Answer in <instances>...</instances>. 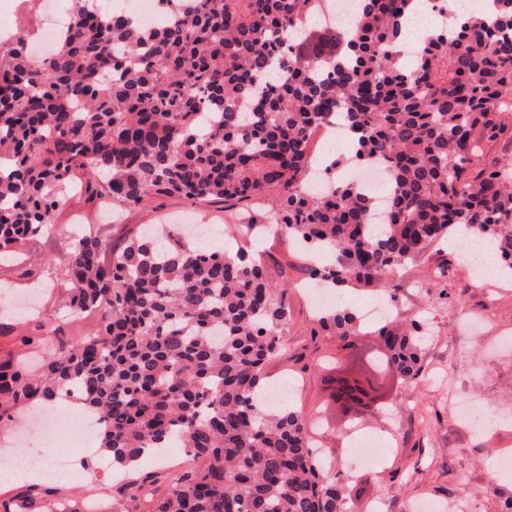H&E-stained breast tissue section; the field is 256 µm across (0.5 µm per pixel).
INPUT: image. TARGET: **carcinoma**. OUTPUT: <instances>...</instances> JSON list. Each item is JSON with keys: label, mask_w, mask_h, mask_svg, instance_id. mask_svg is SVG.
I'll use <instances>...</instances> for the list:
<instances>
[{"label": "carcinoma", "mask_w": 512, "mask_h": 512, "mask_svg": "<svg viewBox=\"0 0 512 512\" xmlns=\"http://www.w3.org/2000/svg\"><path fill=\"white\" fill-rule=\"evenodd\" d=\"M169 23L143 27L68 0L73 20L48 56L0 41V258L54 228L79 189L117 209L156 196L251 204L278 192L266 221L329 261L315 280L380 283L460 227L495 243L512 271V162L487 146L512 134V0H493L421 39L407 66L397 47L412 0H358L340 53L300 50L304 0H160ZM357 136L354 157L384 168L380 204L338 177L321 194L301 182L314 131L330 116ZM63 286L73 316L97 317L39 368L0 358V419L54 403L69 386L102 423L100 449L122 472L168 448L201 461L156 497V472L119 480L121 512H353L338 476L318 463L314 419L269 409L264 366L284 348L288 313L261 265L239 251L160 241L151 225L119 249L78 232ZM319 328L349 347L347 308ZM430 326L396 333L371 370L414 377ZM30 489L3 512H52Z\"/></svg>", "instance_id": "1"}]
</instances>
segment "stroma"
Returning a JSON list of instances; mask_svg holds the SVG:
<instances>
[{
  "label": "stroma",
  "instance_id": "1",
  "mask_svg": "<svg viewBox=\"0 0 512 512\" xmlns=\"http://www.w3.org/2000/svg\"><path fill=\"white\" fill-rule=\"evenodd\" d=\"M100 205L67 204L55 214L58 230L51 236L29 241L10 263L0 264V282L23 291L40 289L42 314L39 322L0 314V357L46 354L43 346L27 344L37 335L38 324L59 325L65 334L78 337L90 330L94 317L74 320L61 288L64 268L70 258L69 230L75 216L92 225L95 232L119 244L143 224H174L187 218L192 224H209L222 231L227 247L242 243L239 234L227 228L226 212L220 206L194 205L179 197H163L138 208H129L119 218L106 222ZM260 262L267 280L284 293L288 309V346L265 367L269 381L297 383L289 394L290 404L304 415L327 420L329 430L314 437L329 448V465L352 491L355 506L385 499L388 512H409L412 502L424 500L436 506L454 501L466 491L473 512H502V500L512 494V478L489 482L496 463L500 436H477L459 426L453 415L449 392L455 391L479 408L512 409V349L504 337H512V279L486 288L452 263L446 297H438L431 281L433 268L450 260L447 250L429 248L408 260L390 279L396 290L397 315L391 326H407L422 308H429L433 334L427 343L424 367L417 378L398 375L390 380L385 407L356 424L363 432H390L395 443L389 455L372 467L348 474L344 471L346 443L337 441L332 427L340 419L330 405L329 392L317 364L331 358L336 364L350 362L355 355L376 350L370 327H362L356 346L343 348L336 337L316 332V312L304 292L310 279V254L301 252L281 232H264L246 243ZM480 314L485 323L481 335H470L461 325L463 314ZM76 461L74 480L58 487L56 496L71 512H83L86 496L94 488H110L105 465L83 468L84 449H72Z\"/></svg>",
  "mask_w": 512,
  "mask_h": 512
}]
</instances>
